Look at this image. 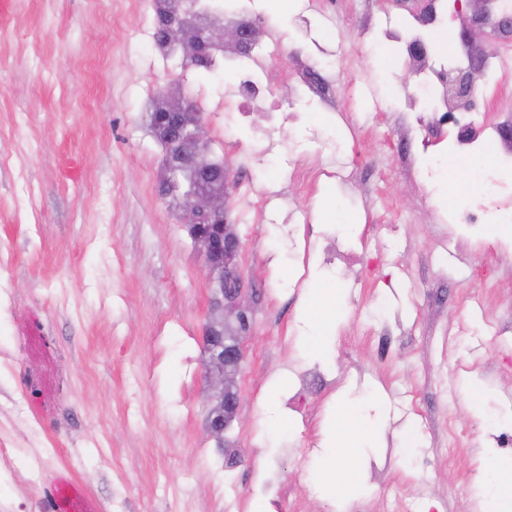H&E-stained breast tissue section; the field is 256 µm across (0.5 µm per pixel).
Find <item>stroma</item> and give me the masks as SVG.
<instances>
[{"instance_id":"stroma-1","label":"stroma","mask_w":512,"mask_h":512,"mask_svg":"<svg viewBox=\"0 0 512 512\" xmlns=\"http://www.w3.org/2000/svg\"><path fill=\"white\" fill-rule=\"evenodd\" d=\"M290 58L269 63L276 118L240 115L237 76L202 75L156 46L152 0H0V424L14 439L0 497L34 449L98 512H481L512 457V176L497 164L470 188L452 125L415 96L424 74L404 34L462 43L384 0H228ZM471 117L512 118V78L479 55ZM189 97L223 161L239 265L257 288L237 385L240 421L218 448L203 375L208 269L183 210L161 197L164 150L150 126L159 93ZM486 225L463 233L462 208ZM335 234L350 265H329ZM337 289L346 316L321 350L303 313ZM44 324L64 358L61 390L20 401L19 344ZM309 374L302 384L300 374ZM377 434L350 435L351 480L324 493L321 464L346 408ZM415 446L402 447L405 433ZM274 465L283 495L260 492Z\"/></svg>"}]
</instances>
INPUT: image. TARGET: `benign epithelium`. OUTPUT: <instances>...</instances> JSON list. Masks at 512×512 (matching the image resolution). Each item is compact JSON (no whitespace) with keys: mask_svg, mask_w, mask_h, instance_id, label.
Wrapping results in <instances>:
<instances>
[{"mask_svg":"<svg viewBox=\"0 0 512 512\" xmlns=\"http://www.w3.org/2000/svg\"><path fill=\"white\" fill-rule=\"evenodd\" d=\"M473 12L467 21L477 30H483V21L489 17L490 0H471ZM183 53L204 58L214 43L227 39L247 49L258 43L259 30L255 24L227 29L214 22H205L192 29L179 30ZM512 37V14H503L491 24L485 38ZM476 76L472 69L451 68L445 74L444 94L448 102L459 109L475 107ZM193 104L186 98L171 105V111L161 112L158 123L169 131L170 138L187 147V164L169 165L166 173L167 191L179 193L187 203L185 219L192 238L203 248L212 288L211 309L224 314V324L234 328L232 336H210L213 356L204 365L205 377L211 388L210 411L217 416L209 428L219 444H224L225 433L239 417L242 396L237 387V376L244 360V343L250 335L249 308L246 304L244 274L237 257L240 240L231 227L209 224L207 218L228 216L229 194L207 190L199 180L187 174V165L197 162L208 152V139L203 120L189 121L184 113Z\"/></svg>","mask_w":512,"mask_h":512,"instance_id":"obj_1","label":"benign epithelium"}]
</instances>
